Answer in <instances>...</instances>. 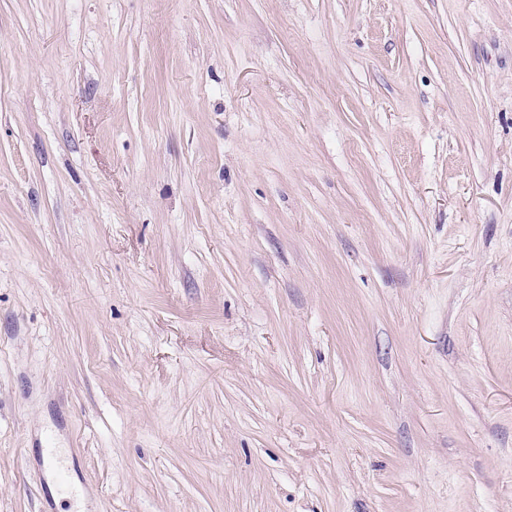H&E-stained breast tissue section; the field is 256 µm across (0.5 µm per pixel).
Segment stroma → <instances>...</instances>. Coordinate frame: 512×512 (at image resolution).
Returning a JSON list of instances; mask_svg holds the SVG:
<instances>
[{"mask_svg": "<svg viewBox=\"0 0 512 512\" xmlns=\"http://www.w3.org/2000/svg\"><path fill=\"white\" fill-rule=\"evenodd\" d=\"M0 512H512V0H0Z\"/></svg>", "mask_w": 512, "mask_h": 512, "instance_id": "obj_1", "label": "stroma"}]
</instances>
